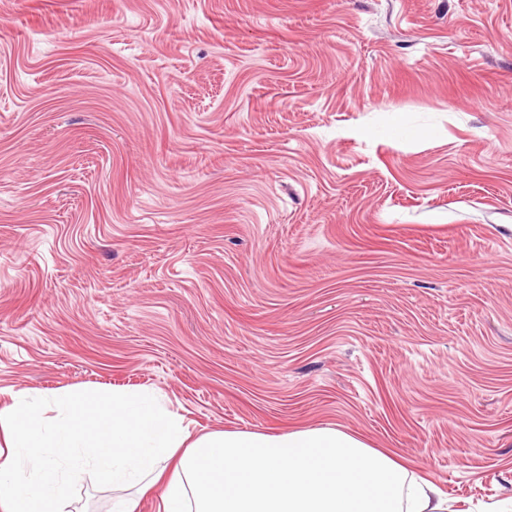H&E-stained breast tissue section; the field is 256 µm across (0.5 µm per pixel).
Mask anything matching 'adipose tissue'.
<instances>
[{
	"instance_id": "adipose-tissue-1",
	"label": "adipose tissue",
	"mask_w": 512,
	"mask_h": 512,
	"mask_svg": "<svg viewBox=\"0 0 512 512\" xmlns=\"http://www.w3.org/2000/svg\"><path fill=\"white\" fill-rule=\"evenodd\" d=\"M111 512H446L442 492L340 429L197 434L151 391L13 396L0 411V512H63L73 477Z\"/></svg>"
}]
</instances>
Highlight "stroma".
<instances>
[{
	"mask_svg": "<svg viewBox=\"0 0 512 512\" xmlns=\"http://www.w3.org/2000/svg\"><path fill=\"white\" fill-rule=\"evenodd\" d=\"M154 389L512 505V0H0V408Z\"/></svg>",
	"mask_w": 512,
	"mask_h": 512,
	"instance_id": "obj_1",
	"label": "stroma"
}]
</instances>
